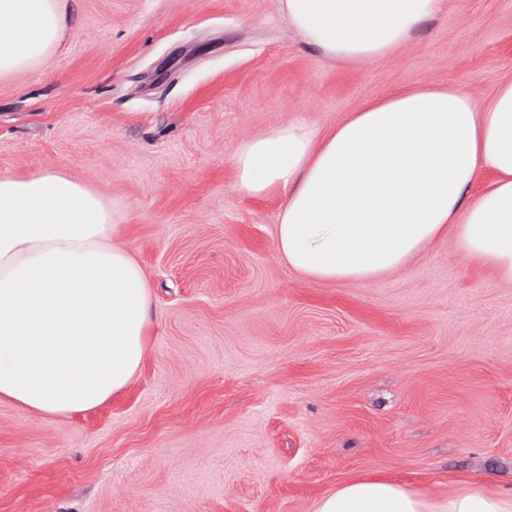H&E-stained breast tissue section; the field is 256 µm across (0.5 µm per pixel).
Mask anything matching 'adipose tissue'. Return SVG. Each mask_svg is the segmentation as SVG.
<instances>
[{"label":"adipose tissue","mask_w":512,"mask_h":512,"mask_svg":"<svg viewBox=\"0 0 512 512\" xmlns=\"http://www.w3.org/2000/svg\"><path fill=\"white\" fill-rule=\"evenodd\" d=\"M443 0H283L322 56L377 63ZM80 24L76 0H0V80L40 67ZM239 190L281 197L276 247L314 282L366 283L400 269L453 227L458 252L512 283V81L491 102L415 82L323 130L305 117L233 150ZM477 200L466 194L483 173ZM95 188L60 170L0 176V401L48 416L124 391L152 334L148 277ZM315 512H512V491L466 484L447 498L353 480Z\"/></svg>","instance_id":"obj_1"}]
</instances>
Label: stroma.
<instances>
[{
  "label": "stroma",
  "instance_id": "35a3bbf8",
  "mask_svg": "<svg viewBox=\"0 0 512 512\" xmlns=\"http://www.w3.org/2000/svg\"><path fill=\"white\" fill-rule=\"evenodd\" d=\"M43 66L0 81V175L61 169L113 202L151 284L130 386L43 416L0 402V512H314L352 479L512 489V285L446 230L402 269L313 282L242 140L320 128L395 87L479 103L512 80V0H447L394 55L343 65L281 0H77Z\"/></svg>",
  "mask_w": 512,
  "mask_h": 512
}]
</instances>
